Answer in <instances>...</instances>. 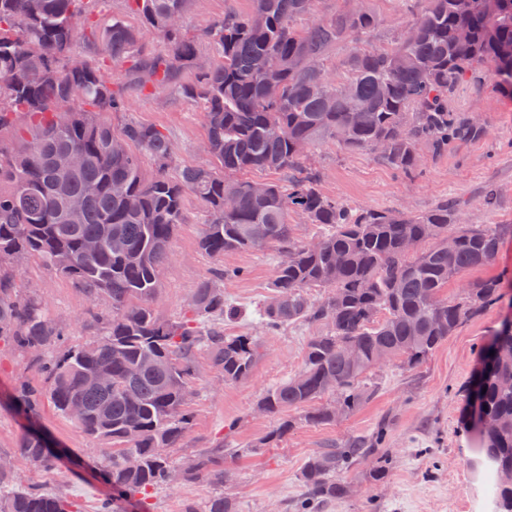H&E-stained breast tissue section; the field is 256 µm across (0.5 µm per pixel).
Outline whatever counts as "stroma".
<instances>
[{
    "instance_id": "35a3bbf8",
    "label": "stroma",
    "mask_w": 512,
    "mask_h": 512,
    "mask_svg": "<svg viewBox=\"0 0 512 512\" xmlns=\"http://www.w3.org/2000/svg\"><path fill=\"white\" fill-rule=\"evenodd\" d=\"M365 5L379 19L368 42L386 47L424 0H365ZM248 7L249 0H190L184 26L196 33ZM103 73L128 101L127 111L108 114L113 127L131 120L162 130L173 145L174 169L207 163L199 103L167 90L140 88L124 63L108 65ZM450 105L483 127L484 134L449 142L439 154L420 145L422 171L416 177L400 175L372 151L347 153L332 139L312 147L310 167L320 191L353 210L418 214L449 201L459 208L461 222L500 230L492 263L463 273L444 290L454 297L464 285L497 277L500 299L461 324L420 365L394 361L364 378L369 397L355 411L328 424H299L276 447L264 445L276 421L260 413L258 403L270 388L301 369L305 345L319 328L296 324L273 333L262 329L258 312L271 294L281 259L278 246L220 258L202 254L199 239L207 210L194 195L186 196L184 222L172 239V258L161 272L153 301L155 313L163 320L178 316L214 268L232 270L222 287L236 313L223 319L224 332L256 338L261 356L250 378L227 383L211 368L208 356L199 354V376L189 401L192 428L168 455L181 466L202 452L234 448L238 454L224 487L204 477L181 481L149 498L148 512H184L187 505L202 506L219 489L235 501L238 512H292L302 495L299 475L310 456L350 440L374 439L385 457L382 479L370 477L378 465L372 456L340 472L348 493L323 512H490L486 483L470 467L476 437L464 413L483 349L502 320L512 315V99L499 89L492 67L482 65L457 87ZM490 185L498 197L488 209L481 197ZM12 274L21 295L37 296L46 305L68 344L79 346L101 336L102 324L90 312L107 309L106 299L90 302L71 279L32 257L15 262ZM38 376L31 357L0 344V455L13 452L21 435V420L8 396L21 381ZM38 423L60 448L59 460L50 468L18 462V482L65 496L77 512H98L106 492L98 470L104 443L89 439L48 405Z\"/></svg>"
}]
</instances>
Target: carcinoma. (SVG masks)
I'll list each match as a JSON object with an SVG mask.
<instances>
[{
	"label": "carcinoma",
	"instance_id": "cac0c4a2",
	"mask_svg": "<svg viewBox=\"0 0 512 512\" xmlns=\"http://www.w3.org/2000/svg\"><path fill=\"white\" fill-rule=\"evenodd\" d=\"M83 0H0V134L23 114L16 145L0 143V341L38 348L44 391L19 385L16 400L28 427L13 453L42 467L56 460L53 444L36 424L42 399L62 416L71 404L82 407L73 419L91 439L112 448L99 468L109 493L99 512H121L123 502L143 501L168 487L172 468L166 450L190 431L186 387L196 376V355L204 350L226 382L247 379L260 347L251 336H226L208 326L226 316L224 290L206 282L195 304L177 318L156 316L153 300L160 273L170 258V243L183 223L184 198L198 197L209 212L199 248L209 256L282 249L271 296L259 320L274 331L306 322L325 326L309 338L300 372L267 391L264 412L279 418L271 434L277 441L296 421L285 413L306 409L303 420H336V407L349 414L368 397L360 379L386 352L414 366L426 360L469 317L500 297L496 279L481 281L460 297L443 294L448 281L490 264L499 235L458 223V209L446 203L422 214L352 211L323 195L315 179L302 172L309 150L332 138L349 152L381 148L379 155L396 171L415 174L421 165L418 144L435 153L452 140H470L481 126L448 108V97L475 64L491 63L501 88L512 96V0H474L459 13L457 0H427L408 20L394 46L365 43L378 25L369 9L340 10L306 29L297 18L313 11L316 0H250L248 11L227 15L196 35L184 29L190 0H129L142 29L123 19L98 21L82 9ZM156 33L169 50H146L142 34ZM101 50L108 61L131 63L145 88L177 91L201 104L210 143L209 163L186 167L175 177L172 145L156 127L135 121L116 131L100 118L121 112L100 66L82 59L70 67L78 38ZM205 41L222 63L201 68L199 43ZM351 44L345 76L327 66L329 52ZM187 68L195 79L180 83ZM84 155L71 169L65 156ZM157 163L149 178L143 158ZM300 171L288 186L236 178L242 171ZM82 201L79 216L68 218L69 199ZM294 213L331 232L314 248L294 241ZM455 247L441 245L448 237ZM96 240L93 253L84 244ZM35 256L74 280L91 300L105 296L110 316L105 332L81 347H63V333L42 304L18 298L5 260ZM315 288H328L321 301ZM356 362L347 359L348 350ZM483 371L469 399L496 428L483 431L468 410L491 480L488 493L496 512H512V333L495 330L482 359ZM90 378L100 384L91 386ZM332 405L317 401L327 394ZM133 453L138 466L129 468ZM380 449L354 440L325 448L301 472L305 497L297 512H319L320 504L347 493L336 472ZM218 484L226 466L206 452L184 470ZM15 470L0 471V512H75L61 495L14 482ZM237 512L224 491L214 493L199 511Z\"/></svg>",
	"mask_w": 512,
	"mask_h": 512
}]
</instances>
